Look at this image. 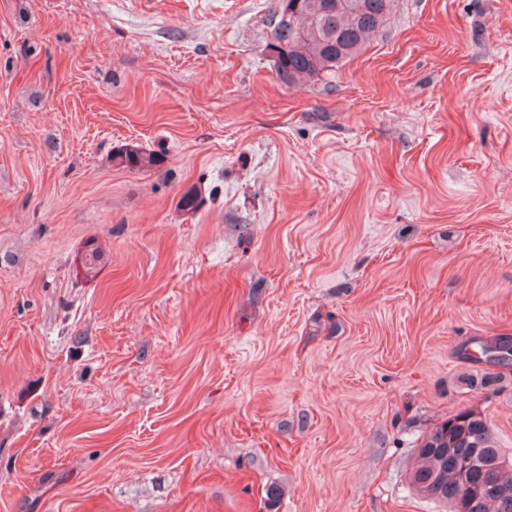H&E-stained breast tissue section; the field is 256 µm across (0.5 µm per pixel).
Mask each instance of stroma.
Returning a JSON list of instances; mask_svg holds the SVG:
<instances>
[{
	"label": "stroma",
	"mask_w": 512,
	"mask_h": 512,
	"mask_svg": "<svg viewBox=\"0 0 512 512\" xmlns=\"http://www.w3.org/2000/svg\"><path fill=\"white\" fill-rule=\"evenodd\" d=\"M277 2L0 0V512H441L407 486L437 424L512 448L478 357L512 336V0H396L299 84ZM114 161L128 169L139 170L158 165L161 161V156L153 151L129 148L115 153Z\"/></svg>",
	"instance_id": "stroma-1"
}]
</instances>
